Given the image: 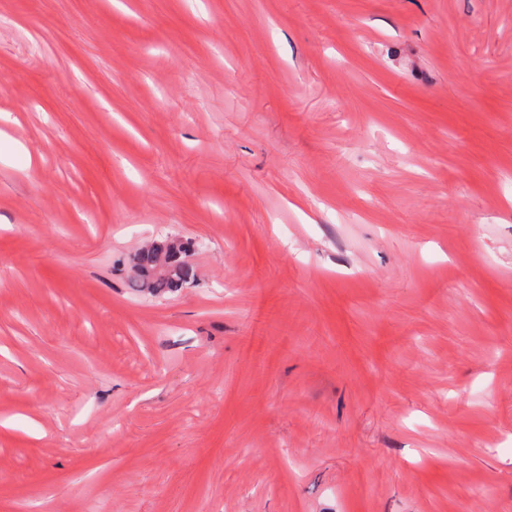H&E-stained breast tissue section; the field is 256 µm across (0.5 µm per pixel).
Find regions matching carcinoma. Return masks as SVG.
Here are the masks:
<instances>
[{
	"instance_id": "cac0c4a2",
	"label": "carcinoma",
	"mask_w": 512,
	"mask_h": 512,
	"mask_svg": "<svg viewBox=\"0 0 512 512\" xmlns=\"http://www.w3.org/2000/svg\"><path fill=\"white\" fill-rule=\"evenodd\" d=\"M168 240L156 241L130 258L135 275L129 287L138 293L164 296L195 280L194 266L186 259L188 245L180 242L179 252L167 247Z\"/></svg>"
}]
</instances>
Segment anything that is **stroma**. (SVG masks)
<instances>
[{"label": "stroma", "mask_w": 512, "mask_h": 512, "mask_svg": "<svg viewBox=\"0 0 512 512\" xmlns=\"http://www.w3.org/2000/svg\"><path fill=\"white\" fill-rule=\"evenodd\" d=\"M0 512H512V0H0ZM168 240L156 241L130 258L135 275L129 281V288L138 293L164 296L195 280V268L186 259L188 245L181 240L179 252L174 253L167 247ZM163 262L168 264V269L155 274L156 266Z\"/></svg>", "instance_id": "35a3bbf8"}]
</instances>
